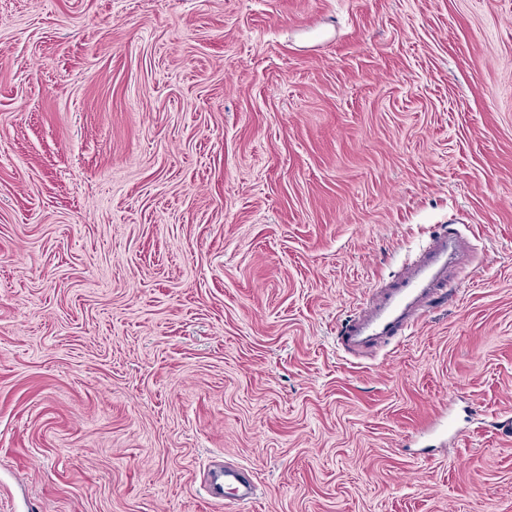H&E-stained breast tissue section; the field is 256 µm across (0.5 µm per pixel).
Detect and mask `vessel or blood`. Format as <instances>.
Listing matches in <instances>:
<instances>
[{
  "label": "vessel or blood",
  "mask_w": 512,
  "mask_h": 512,
  "mask_svg": "<svg viewBox=\"0 0 512 512\" xmlns=\"http://www.w3.org/2000/svg\"><path fill=\"white\" fill-rule=\"evenodd\" d=\"M459 238L452 233L430 237L396 279L381 283L361 311L337 328V343L347 354L363 357L404 334L420 318L440 287L448 282V254L457 250ZM213 480L224 482L234 491L230 505L250 502L255 483L245 468L231 463L214 470Z\"/></svg>",
  "instance_id": "obj_1"
}]
</instances>
